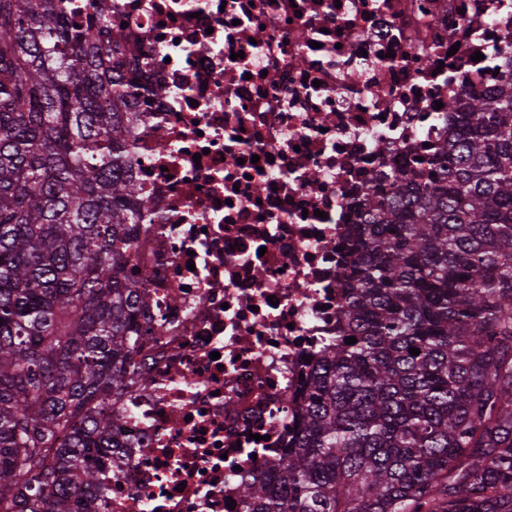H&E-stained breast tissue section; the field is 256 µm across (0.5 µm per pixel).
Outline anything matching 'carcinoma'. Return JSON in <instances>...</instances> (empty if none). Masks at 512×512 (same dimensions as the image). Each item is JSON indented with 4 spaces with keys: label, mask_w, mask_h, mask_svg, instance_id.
<instances>
[{
    "label": "carcinoma",
    "mask_w": 512,
    "mask_h": 512,
    "mask_svg": "<svg viewBox=\"0 0 512 512\" xmlns=\"http://www.w3.org/2000/svg\"><path fill=\"white\" fill-rule=\"evenodd\" d=\"M136 54L97 0H0V512H96L106 405L150 383ZM447 117L436 154L373 179L336 339L243 512H512V68Z\"/></svg>",
    "instance_id": "carcinoma-1"
}]
</instances>
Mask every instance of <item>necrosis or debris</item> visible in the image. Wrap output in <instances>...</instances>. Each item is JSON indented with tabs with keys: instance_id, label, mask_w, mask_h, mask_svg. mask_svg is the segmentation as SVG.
<instances>
[{
	"instance_id": "1",
	"label": "necrosis or debris",
	"mask_w": 512,
	"mask_h": 512,
	"mask_svg": "<svg viewBox=\"0 0 512 512\" xmlns=\"http://www.w3.org/2000/svg\"><path fill=\"white\" fill-rule=\"evenodd\" d=\"M140 51L133 266L151 299L112 399L100 512H230L286 447L301 374L336 336L337 250L375 173L453 133L496 86L512 0H102Z\"/></svg>"
}]
</instances>
